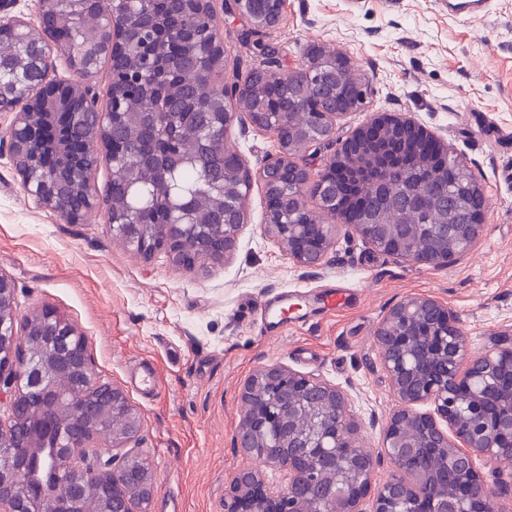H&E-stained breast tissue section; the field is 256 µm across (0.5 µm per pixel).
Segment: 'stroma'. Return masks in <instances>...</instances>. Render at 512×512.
Segmentation results:
<instances>
[{
	"label": "stroma",
	"instance_id": "35a3bbf8",
	"mask_svg": "<svg viewBox=\"0 0 512 512\" xmlns=\"http://www.w3.org/2000/svg\"><path fill=\"white\" fill-rule=\"evenodd\" d=\"M224 3L213 0L221 81L265 64L298 70L316 48L347 59L367 82L363 105L308 158L312 172L372 113L409 115L481 184L485 229L468 255L431 268L383 255L342 224L323 265L300 268L264 233L256 180L234 254L178 271L165 255L145 260L115 240L107 158L92 177L96 208L72 223L28 194L0 146V274L13 284L18 315L66 314L98 379L126 393L142 422L135 446L155 477L150 512H224L231 475L263 469L233 437L241 384L273 363L349 388L358 443L377 458V480L386 479L393 464L379 425L395 401L376 332L409 295L456 310L470 352L512 343V0H490L476 20L450 16L440 0H283L276 25L257 30ZM224 141L254 173L278 153L274 135L243 113ZM284 293L301 300L287 327L261 326L256 305Z\"/></svg>",
	"mask_w": 512,
	"mask_h": 512
}]
</instances>
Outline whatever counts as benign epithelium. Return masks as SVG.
<instances>
[{"label":"benign epithelium","instance_id":"obj_1","mask_svg":"<svg viewBox=\"0 0 512 512\" xmlns=\"http://www.w3.org/2000/svg\"><path fill=\"white\" fill-rule=\"evenodd\" d=\"M145 0H119L122 11L148 26ZM236 10L254 27L275 24L282 0L268 9L264 0H234ZM20 17H0V36L19 39L27 45L22 58L24 83L29 90L0 86V112L12 114L8 152L27 191L37 202L72 220H80L96 207L92 192L93 168L76 161L83 209H74L71 186L37 175L27 154V144L36 135L32 123L35 106L56 105L51 88L63 82L50 77L52 49L58 46L53 33ZM129 29L112 25L108 41L88 56L66 55L68 68L85 72L100 56L112 57L130 43ZM305 81L324 99L336 100L340 71L304 68ZM94 108L95 125L86 137L84 150L98 154L103 144L110 164L119 162L112 151L116 140L112 107L102 110L95 90L71 84ZM211 112L189 114L211 148ZM343 112L329 113V120L307 124L308 133L300 151L284 146L285 124L268 127L279 153L257 172L264 188L288 182L300 193L284 199L288 211L302 209L314 198L332 211L342 210L345 200H354L350 161L375 142L382 132L395 130L416 143L432 147L443 162L435 172H448L453 152L437 136L409 116L373 115L346 140L341 149L317 174L300 159L334 134L336 119ZM247 173V181H252ZM424 198L439 206L448 197L437 194L430 182L420 191L401 194L394 204L408 208ZM115 236L143 259L164 254L173 267L193 269L208 261L220 263L236 250L244 223V206H228L211 223L195 206L194 193L178 190L170 200L166 224H145L129 209L108 213ZM203 229L197 249L181 248L185 236ZM334 224H284L267 211L265 234L275 238L295 265L322 266L331 246ZM356 233L373 249L395 259L432 268L446 266L467 255L484 230L482 208L460 221L427 224L425 244L411 246L403 224L354 225ZM458 314L447 303L429 295H412L392 306L377 329L380 364L389 381L396 406L382 430L383 449L394 470L381 483H374L377 459L357 442L359 424L350 415L351 395L340 385L311 378L281 364L256 368L243 382L239 394L241 419L235 447L248 458H259L268 471L243 467L234 472L224 498V512H363V501L372 496V512H495L496 495L476 467L485 458L512 468V346L472 355L458 329ZM27 342L18 346V331ZM8 397V419L0 421V453L8 449L15 457L38 458L52 450L54 459L51 495L33 481L24 465L0 469V512H69L79 500L96 496L95 512H148L154 491L149 461L129 444L137 441L141 419L124 391L101 382L88 360L85 341L75 326L54 310L33 311L18 322L14 288L0 274V399ZM467 404L472 418L459 419L458 406ZM113 423L112 449L120 462L93 468L85 460L96 447L105 421ZM274 474L279 490H270L268 474Z\"/></svg>","mask_w":512,"mask_h":512}]
</instances>
